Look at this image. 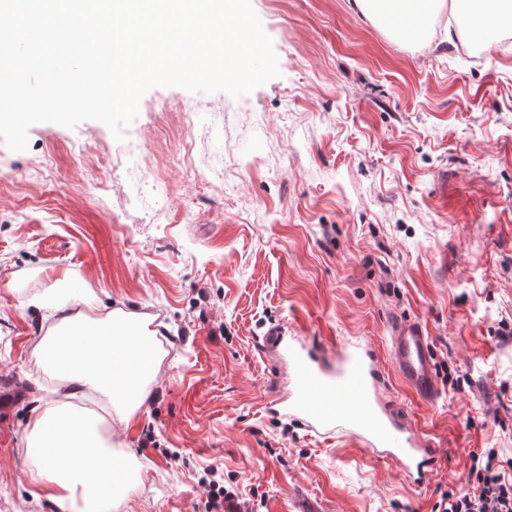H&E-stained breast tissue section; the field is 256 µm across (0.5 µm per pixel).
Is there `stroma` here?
Instances as JSON below:
<instances>
[{
    "label": "stroma",
    "mask_w": 512,
    "mask_h": 512,
    "mask_svg": "<svg viewBox=\"0 0 512 512\" xmlns=\"http://www.w3.org/2000/svg\"><path fill=\"white\" fill-rule=\"evenodd\" d=\"M251 3L278 78L238 98L153 89L121 141L88 120L35 124L23 152L0 143V392L15 394L0 512H62L33 500L22 437L54 387L30 300L65 273L88 308L154 317L164 350L148 401L112 423L141 474L106 512H212L213 468L260 512H433L471 452L512 460V45L447 42L451 8L425 46L346 0ZM134 140L149 191L112 176ZM400 315L428 327L440 398L391 377L379 396L438 450L421 483L281 406L288 353L265 344L282 331L327 367L343 341L383 350Z\"/></svg>",
    "instance_id": "35a3bbf8"
}]
</instances>
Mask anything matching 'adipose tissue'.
I'll return each mask as SVG.
<instances>
[{
	"label": "adipose tissue",
	"instance_id": "adipose-tissue-1",
	"mask_svg": "<svg viewBox=\"0 0 512 512\" xmlns=\"http://www.w3.org/2000/svg\"><path fill=\"white\" fill-rule=\"evenodd\" d=\"M30 305L47 328L36 346L39 365L55 381L56 398L31 418L22 442L31 464L34 499L100 512L129 475L112 452L97 417L75 408L79 395L106 398L120 421L130 422L151 393L155 335L148 316L71 307L66 294L49 292Z\"/></svg>",
	"mask_w": 512,
	"mask_h": 512
}]
</instances>
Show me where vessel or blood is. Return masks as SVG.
<instances>
[{
  "instance_id": "1",
  "label": "vessel or blood",
  "mask_w": 512,
  "mask_h": 512,
  "mask_svg": "<svg viewBox=\"0 0 512 512\" xmlns=\"http://www.w3.org/2000/svg\"><path fill=\"white\" fill-rule=\"evenodd\" d=\"M387 367L377 354L358 344L341 343L335 370L329 371L306 356L291 353L296 376L292 411L316 431L351 433L380 448L408 476L425 479L437 451L417 438L410 425L387 410L376 392L386 374H393L416 401L432 406L440 391L433 348L420 319L394 320L387 342Z\"/></svg>"
}]
</instances>
